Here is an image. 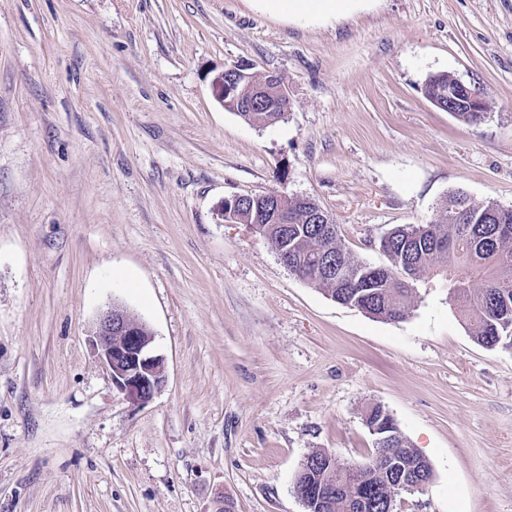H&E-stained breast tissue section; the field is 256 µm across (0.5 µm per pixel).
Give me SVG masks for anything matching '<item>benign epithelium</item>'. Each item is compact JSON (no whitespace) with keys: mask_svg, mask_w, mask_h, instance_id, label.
Listing matches in <instances>:
<instances>
[{"mask_svg":"<svg viewBox=\"0 0 512 512\" xmlns=\"http://www.w3.org/2000/svg\"><path fill=\"white\" fill-rule=\"evenodd\" d=\"M216 101L235 112H251L260 104L283 120L290 112L288 92L281 78L273 73L257 75L244 64L216 72L211 79ZM281 195L236 194L224 199L220 217L226 224L240 222L237 211H248L251 222L244 226L260 235V221L280 203ZM94 350L112 377L118 390L136 404H145L166 382V359L154 346L155 336L143 321L131 316L118 304L101 308L93 330ZM378 465L390 472H400L399 491L423 492L428 483L417 477L416 470L399 458L380 455Z\"/></svg>","mask_w":512,"mask_h":512,"instance_id":"benign-epithelium-1","label":"benign epithelium"}]
</instances>
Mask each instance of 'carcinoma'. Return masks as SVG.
<instances>
[{
	"label": "carcinoma",
	"instance_id": "1",
	"mask_svg": "<svg viewBox=\"0 0 512 512\" xmlns=\"http://www.w3.org/2000/svg\"><path fill=\"white\" fill-rule=\"evenodd\" d=\"M458 80L446 73L428 77L426 90L453 89ZM288 234L280 225L265 224L264 243L288 248L296 269L307 284L339 304L355 307L388 321H399L415 307L418 289L405 285L400 270L426 275L448 288L459 302L468 331L477 342L492 348L512 341V206L495 201L474 205L457 192L449 195L437 217L426 224L399 225L380 240L386 273L368 274L374 265L345 250L338 234L321 236L309 215L314 199H284ZM447 245L433 252L430 242ZM299 483L314 494L330 493L327 512H388L385 482L374 469V459L362 464H341L335 456L316 451L297 472Z\"/></svg>",
	"mask_w": 512,
	"mask_h": 512
}]
</instances>
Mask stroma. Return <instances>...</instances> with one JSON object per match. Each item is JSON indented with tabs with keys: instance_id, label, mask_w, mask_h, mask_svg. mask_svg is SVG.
I'll list each match as a JSON object with an SVG mask.
<instances>
[{
	"instance_id": "stroma-1",
	"label": "stroma",
	"mask_w": 512,
	"mask_h": 512,
	"mask_svg": "<svg viewBox=\"0 0 512 512\" xmlns=\"http://www.w3.org/2000/svg\"><path fill=\"white\" fill-rule=\"evenodd\" d=\"M278 74L287 121L244 122L212 75ZM479 88L468 125L429 75ZM512 206V0H373L339 21L258 0H0V512H305L315 450L373 451L382 405L431 463L394 512H512V347L444 288L399 322L290 274L218 209L315 199L376 265L451 193ZM144 320L166 383L132 403L91 342ZM466 87H468V86H466ZM468 88L470 90H472L473 92L477 93L478 95L471 93L467 89H464V93L467 94V98L461 94L460 98L457 99V102H459L461 104V106H463V107L471 106L472 112H453V110L451 108H448V102L454 103V101L448 97L440 98V99H443V103L446 106V108H448V109H446L442 106H437V105H435V106L441 110L452 112V114L458 120L463 121L466 124L477 125V124L482 123L486 119V108H485L486 103H485L484 99L481 96H479V95H481L479 90H477L476 88H470V87H468ZM483 112H485L484 116H483ZM283 196L276 193L265 194H236L231 197L224 198V203L220 209V217L224 219V223L243 225L254 235L260 238V221L266 217L267 212H271L272 208L279 206ZM264 201L263 207H258V201ZM237 210H247L249 219L241 220L237 215ZM251 223H247L250 220ZM261 239V238H260Z\"/></svg>"
}]
</instances>
